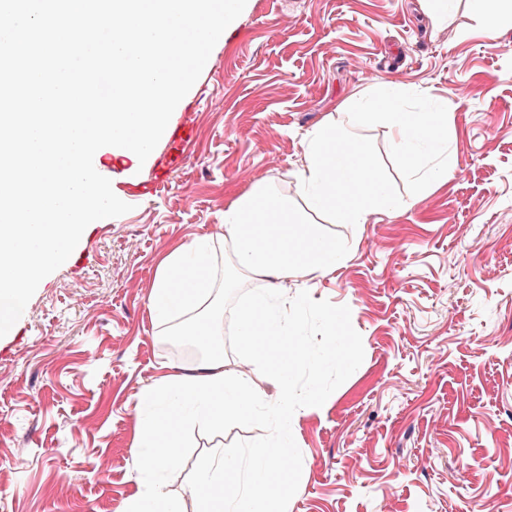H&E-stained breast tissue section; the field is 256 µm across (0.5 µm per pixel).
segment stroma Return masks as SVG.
Instances as JSON below:
<instances>
[{"label": "stroma", "instance_id": "35a3bbf8", "mask_svg": "<svg viewBox=\"0 0 512 512\" xmlns=\"http://www.w3.org/2000/svg\"><path fill=\"white\" fill-rule=\"evenodd\" d=\"M377 88L446 102L456 172L368 224L316 219L349 252L288 293L348 306L365 356L295 412L287 512H512V29L486 36L468 0L440 23L427 0H247L171 116L197 130L184 164L165 139L101 156L131 211L88 225L0 337V512H124L138 402L198 363L150 310L162 261L210 236L230 258L224 209L256 187L302 204L307 134Z\"/></svg>", "mask_w": 512, "mask_h": 512}]
</instances>
